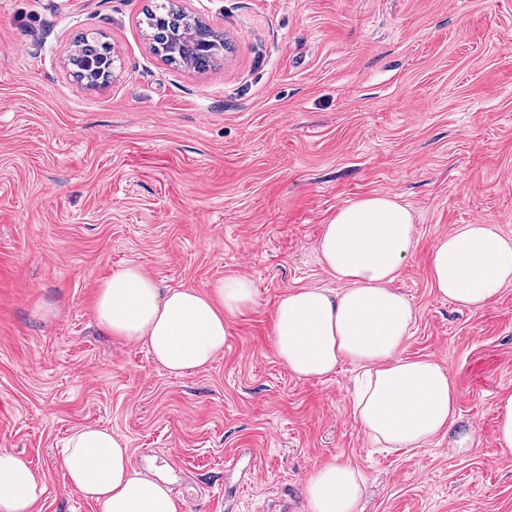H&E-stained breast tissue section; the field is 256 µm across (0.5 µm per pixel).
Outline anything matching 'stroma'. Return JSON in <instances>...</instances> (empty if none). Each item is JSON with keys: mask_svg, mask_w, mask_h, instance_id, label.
<instances>
[{"mask_svg": "<svg viewBox=\"0 0 512 512\" xmlns=\"http://www.w3.org/2000/svg\"><path fill=\"white\" fill-rule=\"evenodd\" d=\"M154 3L0 0V448L44 484L33 512H97L59 456L87 425L126 437L177 512H305L306 473L334 459L363 474L362 512H512L494 412L512 392V286L473 312L430 281L458 225L512 237V0H179L226 38L203 73L152 51ZM89 33L112 47L103 87L67 65ZM377 194L415 219L402 355L449 369L468 455L374 447L352 413L358 367L304 380L277 356L280 298L340 286L323 224ZM125 265L202 293L244 275L256 303L208 367L175 377L96 325Z\"/></svg>", "mask_w": 512, "mask_h": 512, "instance_id": "obj_1", "label": "stroma"}]
</instances>
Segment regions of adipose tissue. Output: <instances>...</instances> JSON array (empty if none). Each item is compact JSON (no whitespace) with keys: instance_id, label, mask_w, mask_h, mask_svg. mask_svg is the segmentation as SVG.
I'll use <instances>...</instances> for the list:
<instances>
[{"instance_id":"adipose-tissue-1","label":"adipose tissue","mask_w":512,"mask_h":512,"mask_svg":"<svg viewBox=\"0 0 512 512\" xmlns=\"http://www.w3.org/2000/svg\"><path fill=\"white\" fill-rule=\"evenodd\" d=\"M410 207L391 195H372L339 207L323 225L320 261L340 290L296 288L273 312L280 361L301 379H320L344 362L361 370L352 411L378 447L417 450L438 437L456 455L472 451L473 427L462 425L449 370L401 350L416 315L395 288L415 248ZM430 280L439 296L480 310L512 284V238L492 224H463L436 240ZM251 279L229 276L208 293L162 289L139 266L112 272L100 283L95 321L108 335L143 345L170 374L185 376L223 351L226 316L251 308ZM61 462L71 490L97 512H177L168 485L139 471L126 438L112 429L83 426L69 437ZM308 512H361L365 481L336 460L313 467L303 481ZM45 487L29 462L0 448V512H31Z\"/></svg>"}]
</instances>
